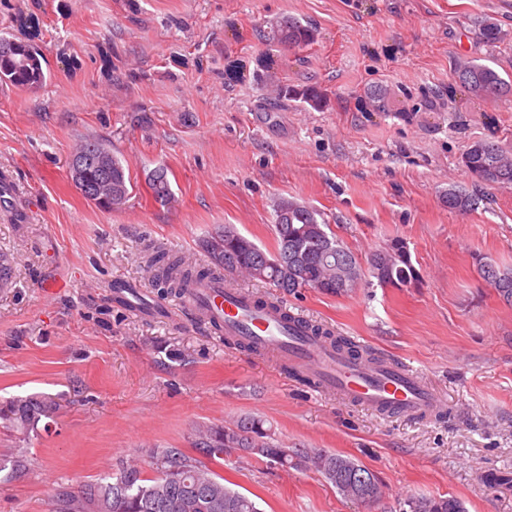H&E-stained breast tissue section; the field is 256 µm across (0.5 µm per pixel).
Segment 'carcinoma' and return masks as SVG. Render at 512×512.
I'll return each mask as SVG.
<instances>
[{
	"label": "carcinoma",
	"mask_w": 512,
	"mask_h": 512,
	"mask_svg": "<svg viewBox=\"0 0 512 512\" xmlns=\"http://www.w3.org/2000/svg\"><path fill=\"white\" fill-rule=\"evenodd\" d=\"M480 35L491 44L505 38V33L491 19L482 23ZM315 39V29L297 18H282L270 24L267 40L287 47H303ZM44 59L38 49L0 36V82L17 88L33 90L47 79ZM456 81L471 96L485 100L512 93V81L495 68L473 60H461L454 69ZM82 161L80 181L94 188L101 181L112 184L111 210H120L132 190L131 180L121 160L109 144L99 139H86L77 149ZM463 163L478 184L512 186V157L497 142L488 139L473 142L463 156ZM153 195L164 199L171 195L170 182L164 169L149 178ZM479 197L468 190L450 185L443 195L448 210L466 213L476 208ZM274 213L281 214L280 223L273 224L275 248L263 250L241 235L237 229L224 225L203 241L204 253L210 262L230 273H241L263 281L282 293L294 294L301 288L320 284L323 292L342 295L361 280V267L353 253L328 232L318 210L295 198H281ZM288 244V254L298 266L297 277L288 278V286L280 284L277 269L267 265ZM154 280L171 292L183 291L190 283L204 280L208 270L191 266L182 258L160 248H153L146 257ZM372 277L381 286L400 288L417 277L404 244L388 246L370 258ZM481 278L494 282L503 269L492 261L479 259ZM313 332L331 342L337 349L357 354L351 342L337 337L319 325ZM59 403L48 394L17 396L0 405V420L13 432L26 436L37 429L39 422L50 418ZM193 447L200 457L194 458L179 448H152L149 451L153 475L148 477L135 467H122L112 481L87 483L80 491L66 487L56 489L50 512H261L255 500L225 484L207 461L224 458L226 450H242V456L265 461L277 468L316 469L324 479L346 498H355L349 484H360L359 474L373 480L367 467L352 458L315 448L285 447L273 437L264 422L253 416L238 417L224 425H213L198 431ZM409 512H464L463 505L453 498L413 497L405 500L400 510Z\"/></svg>",
	"instance_id": "cac0c4a2"
}]
</instances>
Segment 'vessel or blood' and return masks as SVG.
Listing matches in <instances>:
<instances>
[{
	"label": "vessel or blood",
	"mask_w": 512,
	"mask_h": 512,
	"mask_svg": "<svg viewBox=\"0 0 512 512\" xmlns=\"http://www.w3.org/2000/svg\"><path fill=\"white\" fill-rule=\"evenodd\" d=\"M189 310L221 335L253 352L277 356L312 377L316 391L338 396L382 414L423 416L440 408L438 398L411 368L395 362L352 358L314 336L308 321L287 306L260 307L253 296L225 287L219 279L192 284L183 293Z\"/></svg>",
	"instance_id": "obj_1"
}]
</instances>
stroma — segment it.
Instances as JSON below:
<instances>
[{
	"instance_id": "stroma-1",
	"label": "stroma",
	"mask_w": 512,
	"mask_h": 512,
	"mask_svg": "<svg viewBox=\"0 0 512 512\" xmlns=\"http://www.w3.org/2000/svg\"><path fill=\"white\" fill-rule=\"evenodd\" d=\"M316 31L295 49L268 43L269 22ZM505 34L490 44L480 24ZM0 35L37 47L51 76L37 90L0 87V401L57 396L28 437L0 427V512H49L56 487L152 468L148 448L195 455L192 430L261 417L291 448L352 457L383 492L368 505L315 471L225 453L217 474L261 512H394L409 496L453 497L467 512H512V306L483 281V256L512 269V186L476 188L462 156L489 138L512 152V94L449 97L469 58L512 79V0H0ZM389 93L374 110L371 89ZM322 94L316 108L304 90ZM110 144L133 192L119 211L84 199L68 175L80 141ZM165 169L172 196L154 198ZM477 191L448 211V185ZM309 203L368 267L403 241L417 278L372 276L341 296L282 295L334 335L415 370L445 404L430 418L380 416L314 391L276 358L221 337L152 280L145 249L191 264L199 242L231 224L273 249L278 197ZM66 289L50 296L47 280ZM156 305L135 314L114 284Z\"/></svg>"
}]
</instances>
